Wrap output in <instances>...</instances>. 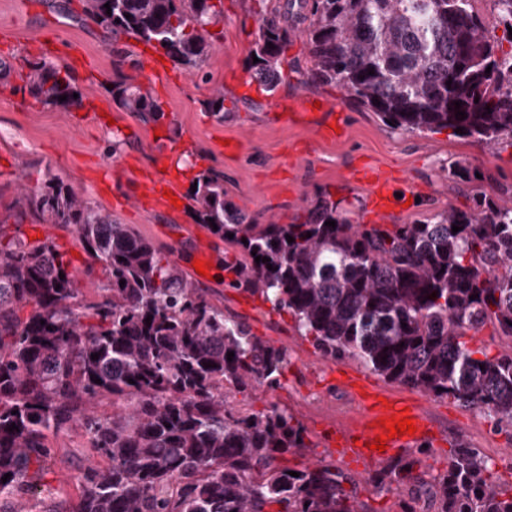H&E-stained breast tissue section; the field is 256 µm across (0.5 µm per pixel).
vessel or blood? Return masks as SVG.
I'll list each match as a JSON object with an SVG mask.
<instances>
[{
  "label": "vessel or blood",
  "mask_w": 512,
  "mask_h": 512,
  "mask_svg": "<svg viewBox=\"0 0 512 512\" xmlns=\"http://www.w3.org/2000/svg\"><path fill=\"white\" fill-rule=\"evenodd\" d=\"M365 183L369 188V205L374 217L383 218L402 208L403 201L397 196L398 188L391 178L376 169H368ZM364 417L357 434L337 433L335 443L339 453L350 458H370L378 462L385 461L404 450L416 446L426 439L432 429L429 416L417 405L406 404L405 400L394 397H382L380 392L371 391L363 399ZM408 411L417 427L415 434L388 440V448L382 452L368 449L367 444L380 435L377 423L381 418L399 415Z\"/></svg>",
  "instance_id": "b4317fda"
}]
</instances>
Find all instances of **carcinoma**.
Instances as JSON below:
<instances>
[{"label":"carcinoma","mask_w":512,"mask_h":512,"mask_svg":"<svg viewBox=\"0 0 512 512\" xmlns=\"http://www.w3.org/2000/svg\"><path fill=\"white\" fill-rule=\"evenodd\" d=\"M493 2L512 42V0ZM83 14L190 72L213 52L209 27L223 10L213 0H83ZM293 37L306 39L308 81L340 86L392 130L462 127V137L490 147L512 140V52L500 51L473 0H285L260 15L248 56L252 79L271 95ZM125 62L114 63L112 100L158 122L162 105L129 82ZM28 67L24 89L37 102L83 108L70 75L44 60ZM222 104L216 89L205 107L222 121ZM193 182L195 221L244 254L233 287L291 314L323 355L353 357L392 382L483 410L497 430L512 427V351L491 356L468 340L488 324L512 337L511 198L479 193L466 210L389 228L353 224L318 195L298 224H255L224 198L223 172L209 168ZM24 198L42 223L69 230L88 260L80 269L50 238L6 236L3 224L21 223L23 211L0 221V512L37 508L49 436L77 422L92 456L75 476L79 500L43 512H366L336 469L288 465L287 455L308 448L293 416L273 403L241 412L227 400L230 388L247 396L282 387V348L224 317L175 262L62 183L50 179ZM331 220L336 227L325 225ZM97 265L106 283L88 299L79 278ZM104 398L110 417L95 411ZM421 467L412 452L369 482L401 497L402 512H418L420 502L424 512H512V493L475 448H452L430 481Z\"/></svg>","instance_id":"1"}]
</instances>
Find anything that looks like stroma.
<instances>
[{
  "instance_id": "obj_1",
  "label": "stroma",
  "mask_w": 512,
  "mask_h": 512,
  "mask_svg": "<svg viewBox=\"0 0 512 512\" xmlns=\"http://www.w3.org/2000/svg\"><path fill=\"white\" fill-rule=\"evenodd\" d=\"M284 2L224 0L215 49L199 70L189 73L159 61L143 43L112 38L84 20L81 0H0V33L8 37L0 43V71L10 72L0 78V214L20 201L22 189H39L54 178L130 225L185 269L195 247L190 209L175 214L139 202L141 176L163 159L181 170L177 191L184 197L199 171L223 172L227 198L258 224L294 223L319 192L338 196L353 223H369L367 191L349 177L365 164L398 172L414 197L409 208L390 216L393 224H411L450 206L467 209L478 191H512V142L490 148L448 130H391L340 88L307 82L310 62L302 39L286 51L285 79L274 95L251 83L247 55L257 18ZM125 53L138 65L124 67V74L163 104L165 115L157 123H143L112 101L114 63ZM40 56L75 79L85 96L84 109L63 112L19 92L28 61ZM218 88L226 107L220 121L204 109ZM301 101H326L332 108L315 111L310 120L283 112V105ZM333 123L341 126L334 136L327 132ZM459 161L478 169L481 180L458 183L449 178V167ZM231 279L226 272L207 282L209 298L223 307L226 317L246 322L255 335L288 355L283 387L254 390L252 403L258 410L272 402L285 407L305 428L308 447L290 456V465L320 460L336 466L356 486L369 512H402L400 497L374 493L368 482L374 466L345 460L326 445L335 427L352 424L362 414L358 398L341 380L344 373L362 371V364L351 357H324L298 334L291 315L276 313L262 298L232 288ZM375 382L414 399L429 414L434 435L420 453L427 475L442 472L451 448L462 443L478 449L512 486V435L494 431L486 415L380 376ZM49 442L54 456L46 496L57 504L75 503L74 475L85 461L88 434L76 424Z\"/></svg>"
}]
</instances>
